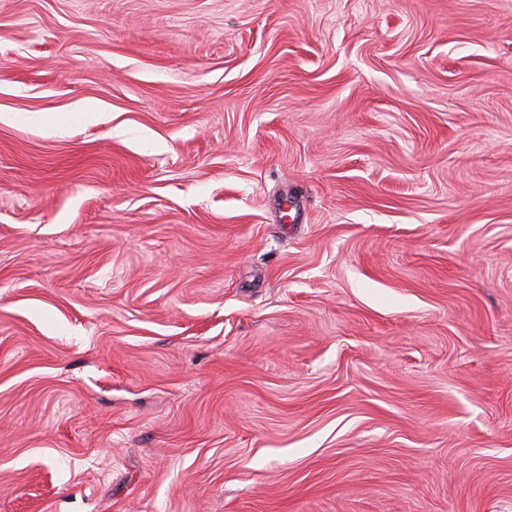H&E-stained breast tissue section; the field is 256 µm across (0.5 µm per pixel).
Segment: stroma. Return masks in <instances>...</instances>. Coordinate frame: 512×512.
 Returning a JSON list of instances; mask_svg holds the SVG:
<instances>
[{"label": "stroma", "instance_id": "stroma-1", "mask_svg": "<svg viewBox=\"0 0 512 512\" xmlns=\"http://www.w3.org/2000/svg\"><path fill=\"white\" fill-rule=\"evenodd\" d=\"M1 113L0 512H512V0H0Z\"/></svg>", "mask_w": 512, "mask_h": 512}]
</instances>
